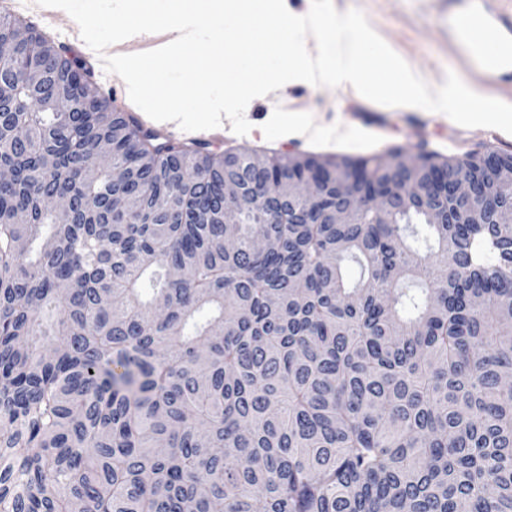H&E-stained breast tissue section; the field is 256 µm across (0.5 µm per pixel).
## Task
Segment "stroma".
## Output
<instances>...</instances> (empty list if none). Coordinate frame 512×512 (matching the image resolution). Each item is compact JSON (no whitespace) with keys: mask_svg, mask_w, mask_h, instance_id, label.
<instances>
[{"mask_svg":"<svg viewBox=\"0 0 512 512\" xmlns=\"http://www.w3.org/2000/svg\"><path fill=\"white\" fill-rule=\"evenodd\" d=\"M360 9L374 30L410 67L434 88L440 87L455 64L437 36V20L429 0H342L339 11ZM11 15L35 26L61 48H69L79 32L63 10H45L35 0H12ZM345 88L289 82L274 95L260 97L265 107L248 135L226 133L212 144L215 153L302 154L317 158H350L381 153L383 148L416 152L425 149L444 157L466 159L486 149L479 138L463 134L458 124L440 113H428L425 124L406 131L400 112L388 128L376 132L357 127L345 109Z\"/></svg>","mask_w":512,"mask_h":512,"instance_id":"1","label":"stroma"}]
</instances>
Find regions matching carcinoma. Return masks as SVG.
Masks as SVG:
<instances>
[{"mask_svg": "<svg viewBox=\"0 0 512 512\" xmlns=\"http://www.w3.org/2000/svg\"><path fill=\"white\" fill-rule=\"evenodd\" d=\"M2 46L0 512H512L511 224L442 191L430 223L400 191L433 174L391 150L267 156L282 188L321 169L322 200L243 210L224 182L270 193L251 153L73 105L77 62L7 15ZM346 182L386 206L294 221Z\"/></svg>", "mask_w": 512, "mask_h": 512, "instance_id": "cac0c4a2", "label": "carcinoma"}]
</instances>
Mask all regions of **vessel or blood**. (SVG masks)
<instances>
[{"mask_svg":"<svg viewBox=\"0 0 512 512\" xmlns=\"http://www.w3.org/2000/svg\"><path fill=\"white\" fill-rule=\"evenodd\" d=\"M439 34L455 65L488 94L512 96V0H432ZM350 118L382 128L386 112L356 94L345 98Z\"/></svg>","mask_w":512,"mask_h":512,"instance_id":"b4317fda","label":"vessel or blood"}]
</instances>
